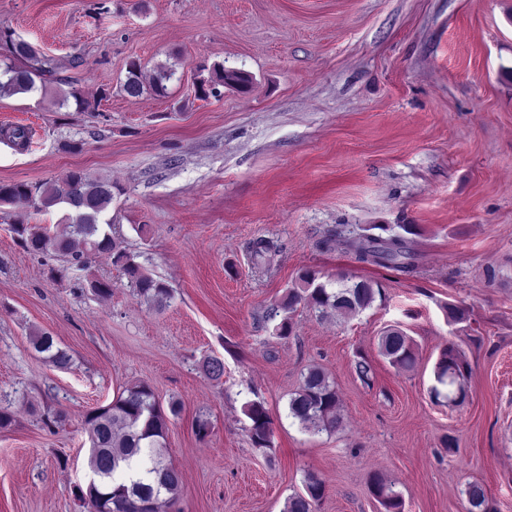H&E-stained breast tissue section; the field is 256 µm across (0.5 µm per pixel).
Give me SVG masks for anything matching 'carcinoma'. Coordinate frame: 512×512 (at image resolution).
Here are the masks:
<instances>
[{
  "mask_svg": "<svg viewBox=\"0 0 512 512\" xmlns=\"http://www.w3.org/2000/svg\"><path fill=\"white\" fill-rule=\"evenodd\" d=\"M0 41L9 44L11 49L9 61L0 64V94L46 90L47 83L55 76L54 59L23 40L14 39L10 31L0 29ZM174 75V67L159 65L146 82L141 62L133 60L128 64L121 90L129 97H140L148 92L161 96ZM250 82L248 74L219 65L208 79L197 85L198 97L208 98L219 86L244 92ZM0 140L13 148L24 149L28 147L31 135L27 127L17 125L1 129ZM114 188L112 182L92 179L81 170L68 171L58 183L0 181V206L39 209L64 205L68 231L60 235H50L40 225L30 224L17 216L13 231L21 245L30 252L53 254L62 263L64 271L82 270L87 267L89 256L106 253L112 258V265L122 270L130 288L149 306L162 310L171 298L170 289L147 275L130 252L112 242L109 232L112 223L104 219V215L112 204ZM333 242L344 244L359 262L410 271L407 263L411 257L410 241L401 235L365 233L351 239L331 234L322 241V246L326 249ZM345 279V275H338L341 287L330 291L316 283L315 272L305 270L299 274L286 300L272 306L267 313V320H279L275 326L277 336L285 339L292 333L291 319L284 312L300 303L323 319L334 313L356 315L382 296V289L373 287L370 282L348 285ZM31 343L35 352L47 355L54 367L61 370L71 367V355L55 344L51 334L39 333L31 337ZM379 348L381 355L393 366L404 370L414 368V342L403 331L387 330L380 338ZM203 371L208 378L219 380L224 376V362L219 357H210L204 361ZM469 373L470 367L458 349L452 344L445 346L435 365L438 386L433 388L434 396H442L440 387L446 386L449 401H465V380ZM337 405L336 390L327 374L311 367L289 398L288 414L309 432L334 433L341 427ZM243 413L249 420L247 433L253 447H271L272 420L264 401L258 396L247 401ZM84 425L90 442L88 469L97 477V482L85 490L77 489L75 496L89 505L91 512H156L160 496L165 495L170 501L178 496L181 473L165 461L163 454L168 417L156 402L150 385L139 382L124 387L110 404L90 411ZM325 492V482L308 472L304 478V491L288 497L284 512H314L313 506L322 500ZM372 492L385 512H403L402 494L378 474L372 479ZM466 494L473 509L477 512L485 510L486 495L482 486L470 483Z\"/></svg>",
  "mask_w": 512,
  "mask_h": 512,
  "instance_id": "carcinoma-1",
  "label": "carcinoma"
}]
</instances>
